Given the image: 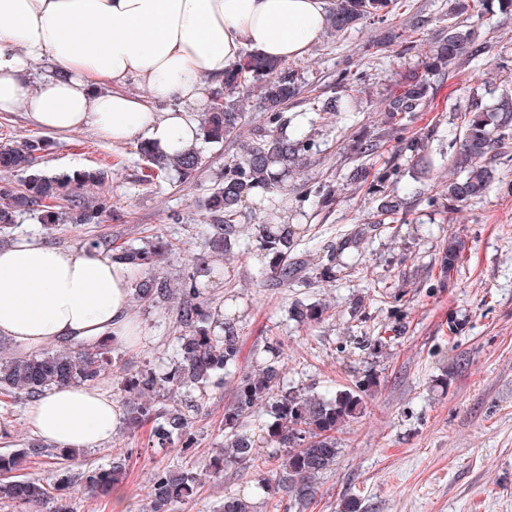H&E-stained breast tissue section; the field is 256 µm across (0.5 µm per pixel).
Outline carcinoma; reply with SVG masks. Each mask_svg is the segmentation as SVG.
I'll use <instances>...</instances> for the list:
<instances>
[{
	"label": "carcinoma",
	"instance_id": "obj_1",
	"mask_svg": "<svg viewBox=\"0 0 512 512\" xmlns=\"http://www.w3.org/2000/svg\"><path fill=\"white\" fill-rule=\"evenodd\" d=\"M394 0H335L330 12V27L340 34L370 19H383L392 11ZM478 34L472 25L455 22L448 26V36L426 52L427 68L439 71L477 55ZM254 83L260 88V100L273 128L245 137L239 126L240 113L231 95ZM431 85L423 78H413L399 86L385 108L390 126H401L408 115L426 105ZM295 73L278 60L250 54L239 69L224 76V92L216 93L211 110L201 123V140L205 144H222L233 136L240 141V154L224 167V182L207 197L204 207L214 223L204 226L211 252L217 257L233 253L243 245L238 216L243 203L257 188L278 190L288 177L296 174L306 160L307 139L291 138L283 133L281 110L297 95ZM354 107L349 96H338L324 108L341 115ZM512 136V97L468 120L454 164L460 176L448 182V203L460 207L483 196L493 179L485 164L487 156ZM56 148L47 135L0 142V243L9 240L19 219L29 214L51 230L59 224L76 227L98 224L112 211L111 197L102 192L109 174L104 168L49 172L40 164ZM424 148L422 139L402 138L399 156L418 155ZM155 177L172 172L187 179L203 163V151L197 147L165 154L152 147L140 146ZM379 177L369 190L380 194L379 212L397 215L404 209L398 196L380 190ZM255 247L265 263L260 275L272 276L280 283L296 281L306 270L305 263L290 261L296 248L295 231L288 224H259L255 228ZM90 250L110 253L112 259L128 266L132 276L133 298L153 307L177 311L176 361L170 371L157 373L141 370L123 378L121 390L126 398L127 423L133 428L150 426V443L159 450L180 443L193 444L191 425L186 413L174 402L177 392L186 388H205L237 366L241 344L236 322L221 318L204 298L197 277L190 276L175 288L158 271L166 256L181 251L179 244L159 236H142L115 245L112 240L92 238L84 241ZM326 305L297 303L291 319L299 324L318 323L324 319ZM266 356L259 364L238 372L231 404L224 409V451L210 460L215 474L236 464L256 461L257 445L248 435L239 433L245 420L259 410L267 419L262 431L267 444L279 449L272 455V466L260 474L259 484L274 496L283 493L294 509L305 508L315 497L320 478L336 465L340 453L336 431L365 410V385L331 393L284 387L281 383L279 348L264 346ZM112 365V344L107 341L48 348L40 353L19 355L0 341V394L9 397L35 398L61 384L93 385ZM25 451L51 458L70 457L73 450H49L31 441ZM17 455H0V499L12 501L25 509L47 500L55 501L53 512H71L67 498L52 495L69 481L77 480L92 493L108 494L127 477V459L112 458L106 467L88 469L74 477L61 474L51 485L39 478L16 480ZM196 474L189 470H159L150 492V512H175L177 506L192 496ZM221 512H258L255 502L241 496L224 497Z\"/></svg>",
	"mask_w": 512,
	"mask_h": 512
}]
</instances>
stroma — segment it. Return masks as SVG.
I'll use <instances>...</instances> for the list:
<instances>
[{
    "label": "stroma",
    "mask_w": 512,
    "mask_h": 512,
    "mask_svg": "<svg viewBox=\"0 0 512 512\" xmlns=\"http://www.w3.org/2000/svg\"><path fill=\"white\" fill-rule=\"evenodd\" d=\"M451 7L450 0H398L385 20L325 33L307 56L289 61L299 94L282 119L300 124L307 136V166L286 189L256 190L238 221L293 225L295 253L307 264L303 282L261 280L263 258L254 251L211 261L200 231L208 221L203 203L236 156L231 138L204 146L205 163L191 178L174 174L148 182L136 143L115 145L91 129L56 135L58 147L46 168L111 163L104 190L112 213L98 224H63L50 233L26 217L14 232L54 247L143 234L179 242L181 253L162 271L177 285L209 267L201 278L204 293L236 321L240 367L254 365L260 348L274 341L287 384L321 393L368 384L366 410L338 432L336 466L320 479L306 512H343L352 499L361 512H512V140L488 162L495 181L485 196L453 212L446 199L469 105L494 104L512 90V10L480 16V56L451 73H426L423 55L447 36ZM416 74L427 75L431 85L426 107L403 121L405 135L425 141L426 159L418 166L396 158L398 140L383 114L397 83ZM336 95L355 102L346 118L322 109ZM359 136L376 141L374 156L353 153ZM393 160L399 172L391 176ZM360 166L367 177L362 184L350 179ZM383 172L386 192L405 200L404 221H379V200L368 184ZM327 193L332 203H323ZM359 230L363 247L345 246ZM452 236L465 248L447 273L442 258ZM315 301L328 308L324 321L290 319L295 303ZM131 312L139 332L131 344L114 345L116 364L98 382L113 395L124 374L165 372L174 360V311L135 302ZM233 386L229 376L221 385L178 394L190 408L194 448L154 450L148 428L133 431L123 423L112 441L74 458L25 457L17 474L49 480L60 468L76 474L125 455L121 500L89 494L75 483L66 491L73 512H149L152 480L163 468L198 475L197 491L180 512H218L228 494L274 512L257 469L235 466L216 476L207 468L224 443V408ZM27 406L26 399L0 397V418L12 424L0 454L32 441Z\"/></svg>",
    "instance_id": "1"
}]
</instances>
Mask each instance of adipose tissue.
<instances>
[{
  "instance_id": "adipose-tissue-1",
  "label": "adipose tissue",
  "mask_w": 512,
  "mask_h": 512,
  "mask_svg": "<svg viewBox=\"0 0 512 512\" xmlns=\"http://www.w3.org/2000/svg\"><path fill=\"white\" fill-rule=\"evenodd\" d=\"M331 0H0V112L61 134L90 128L113 144L171 153L199 141L197 113L244 53L304 57ZM130 276L83 246L24 238L0 248V337L35 352L69 341L127 343ZM122 419L87 385L33 399L27 423L54 448H95Z\"/></svg>"
}]
</instances>
